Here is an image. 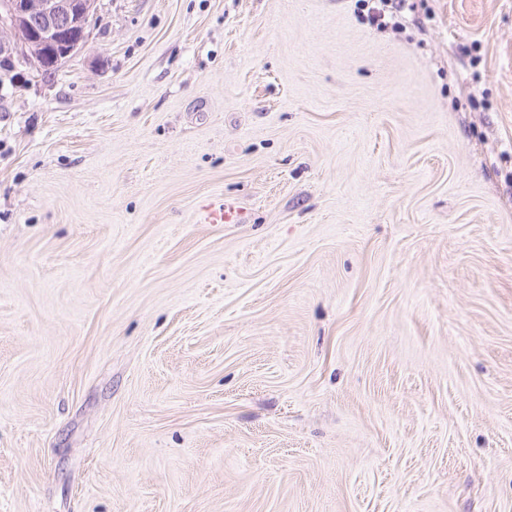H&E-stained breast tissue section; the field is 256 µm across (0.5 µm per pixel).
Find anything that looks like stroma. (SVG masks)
I'll return each mask as SVG.
<instances>
[{"instance_id": "obj_1", "label": "stroma", "mask_w": 512, "mask_h": 512, "mask_svg": "<svg viewBox=\"0 0 512 512\" xmlns=\"http://www.w3.org/2000/svg\"><path fill=\"white\" fill-rule=\"evenodd\" d=\"M86 33L0 76V512H512V0ZM359 6L362 7L361 11L366 10V20L371 25L378 27H387L389 25L398 27L402 23L399 21L401 13L407 9L415 12L419 5H422L424 0H420L419 4L414 0H357ZM411 2V3H408ZM394 11L386 13L385 7H389ZM203 224H241L244 222L243 213L237 203L224 198L209 202L199 212Z\"/></svg>"}]
</instances>
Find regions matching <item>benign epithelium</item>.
Wrapping results in <instances>:
<instances>
[{
    "label": "benign epithelium",
    "instance_id": "obj_1",
    "mask_svg": "<svg viewBox=\"0 0 512 512\" xmlns=\"http://www.w3.org/2000/svg\"><path fill=\"white\" fill-rule=\"evenodd\" d=\"M94 0H0V58L20 52L42 69L61 66L86 43Z\"/></svg>",
    "mask_w": 512,
    "mask_h": 512
}]
</instances>
